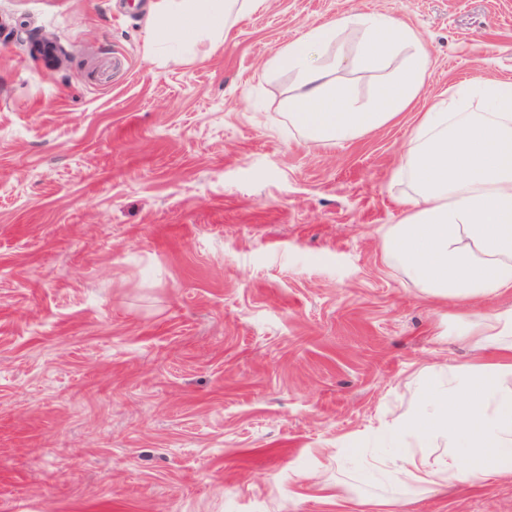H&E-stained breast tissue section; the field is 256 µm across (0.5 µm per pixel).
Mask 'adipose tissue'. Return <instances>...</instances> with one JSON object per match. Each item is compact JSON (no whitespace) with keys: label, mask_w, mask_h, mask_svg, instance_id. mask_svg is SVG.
<instances>
[{"label":"adipose tissue","mask_w":512,"mask_h":512,"mask_svg":"<svg viewBox=\"0 0 512 512\" xmlns=\"http://www.w3.org/2000/svg\"><path fill=\"white\" fill-rule=\"evenodd\" d=\"M262 0H155L148 29L153 58L183 61L187 42L217 45ZM358 30L351 56H329L336 37ZM430 64L415 31L388 14L347 12L279 48L271 72L293 73L289 125L308 140L362 136L407 111ZM340 68L382 72L371 100L333 80ZM484 111H472L473 100ZM394 179L401 218L387 225L390 265L428 296L465 304L449 337L469 343L474 361L420 370L416 400L386 417L374 451L358 449L385 495L357 500V512H408L417 494L482 482L512 483V306L477 310L512 290V90L493 79L463 84L420 113Z\"/></svg>","instance_id":"ef3b65f1"}]
</instances>
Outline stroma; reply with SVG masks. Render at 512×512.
Here are the masks:
<instances>
[{
    "label": "stroma",
    "mask_w": 512,
    "mask_h": 512,
    "mask_svg": "<svg viewBox=\"0 0 512 512\" xmlns=\"http://www.w3.org/2000/svg\"><path fill=\"white\" fill-rule=\"evenodd\" d=\"M152 3L0 0V512H345L322 486L374 487L344 449L468 358L381 235L418 113L512 86V0H265L188 63L151 59ZM352 10L412 28L429 77L318 144L266 63ZM411 512H512V484Z\"/></svg>",
    "instance_id": "stroma-1"
}]
</instances>
